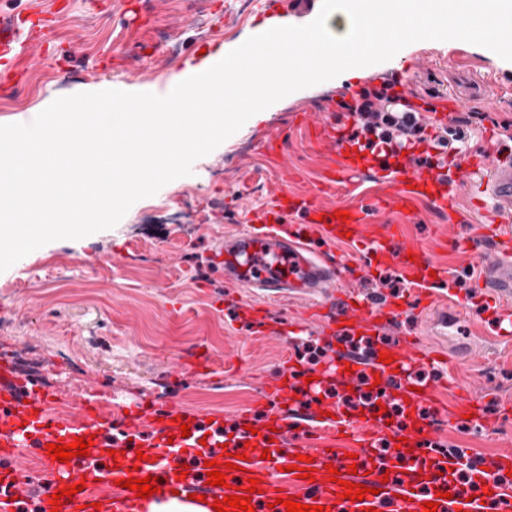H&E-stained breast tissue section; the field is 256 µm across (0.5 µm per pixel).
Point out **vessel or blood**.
<instances>
[{
  "instance_id": "obj_1",
  "label": "vessel or blood",
  "mask_w": 512,
  "mask_h": 512,
  "mask_svg": "<svg viewBox=\"0 0 512 512\" xmlns=\"http://www.w3.org/2000/svg\"><path fill=\"white\" fill-rule=\"evenodd\" d=\"M30 27H23L19 17L0 20V61H15L19 47L37 41ZM472 168L484 170L478 190L491 198L495 209L491 221L497 225L512 223V163L486 157H470ZM460 182L456 170H449L448 184L441 192L426 194V177L398 169H383L350 161L331 169L325 180L329 189L340 188L350 201L341 211L347 220L336 217V207L322 205L315 197L282 192L271 207L249 212L248 230L226 237L220 254L224 281L245 287L264 298L294 296L313 299L314 313H321V298L338 289L344 260L328 262L302 237H284L281 226L290 214H304L311 230L329 240L349 234L351 241L362 244L367 253L382 263H396L408 278L414 302L375 303L358 291H350L340 318L341 334L366 337L373 341L375 353L391 354L390 363L378 361L363 365L347 351L337 353L327 366L317 367L315 378L306 384L303 395H296L291 374L293 365L283 366L262 399L269 406V430L263 431L269 459H257L253 448H246L238 468L228 463L234 446L218 449L217 438L224 428L222 418L185 411L178 402H170L160 411L146 402L121 405L107 398L87 400L79 414L71 418L55 416L54 392L29 384L12 375L10 364L0 365L8 374L9 385L0 391V512H16L19 504L37 496L38 512H144L148 502L161 503L172 496L220 494L229 487L238 495L248 496L254 512H286L285 502L321 506L323 512H424L426 502L437 503V512H512V488L496 482V472L512 469V451L492 459L484 473L471 474L468 483L448 478L450 469H461L463 456L448 457L436 447L441 428L463 416L472 423L485 422L484 404L463 398L452 406L431 402L436 386L424 370L432 361L414 337L398 341L383 340L379 318L397 319L408 305H416L422 320L445 317L448 302L433 286L434 269L424 243L404 241L398 253L388 249L390 240L400 237L397 224H375L374 207L409 212L420 198H428L439 214H447L457 198ZM473 245L486 247L490 256L485 263L483 286L497 300L493 318L500 335H512V234H486L483 225L474 228ZM387 380L397 376L402 383L401 420H389L364 406L344 412L334 399L322 397L325 376L342 379L357 386L362 375ZM151 418L155 437L145 442L139 437L140 424ZM189 424V436H182L181 424ZM92 438L85 457L62 463L47 453V444L67 445L75 438ZM36 449L41 461L37 473L29 474L6 464L18 449ZM314 460V479H306L297 465L300 457ZM225 464L226 483L208 485V461ZM187 475H180V468ZM338 470V482H331L330 470ZM138 476H153L158 490L150 499L122 488V481ZM258 480V490L247 493L248 480ZM366 485L371 493L354 502L343 498L342 482ZM81 484L82 489L64 500L60 509L50 502L55 491Z\"/></svg>"
}]
</instances>
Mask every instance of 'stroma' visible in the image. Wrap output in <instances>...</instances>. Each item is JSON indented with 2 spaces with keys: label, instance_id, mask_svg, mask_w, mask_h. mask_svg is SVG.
<instances>
[{
  "label": "stroma",
  "instance_id": "stroma-1",
  "mask_svg": "<svg viewBox=\"0 0 512 512\" xmlns=\"http://www.w3.org/2000/svg\"><path fill=\"white\" fill-rule=\"evenodd\" d=\"M0 0V16L53 18L40 53L0 66V125L34 121L50 99L91 88L152 85L165 91L186 61L200 59L245 38L267 21L264 0ZM401 80L407 88L434 90L458 109H486L469 125L468 154L486 152V128L512 125V62L469 42L424 40L391 60L298 90L253 115L214 151L197 159L192 175L134 203L112 229L79 240H57L0 272V361L20 374L38 371L60 408L77 411L105 392L117 403L148 400L156 407L178 401L236 425L247 417L262 429L253 402L273 384L302 340L332 338L323 322L303 316L293 299L268 303L257 330L244 289L225 284L217 263L224 237L244 230L247 211L267 206L280 187L317 192L329 168L343 156L335 141L315 143L295 113H317L335 124V99L352 95L374 78ZM278 140L283 159L258 151ZM490 202L461 183L454 211L436 214L428 200L406 216L377 211L376 224L401 225L405 237L425 240L430 258L454 276L482 277L487 254L463 257L448 236L472 233L486 223ZM346 255L352 288L383 302L388 284L367 277L368 262L351 241L333 245ZM205 345L213 371L173 374L182 355ZM452 363L431 366L441 378L437 399L452 402L448 382L485 402L483 429L444 428L438 444L492 459L512 449V419L501 418L512 401V346L494 336L491 318L477 307L448 317Z\"/></svg>",
  "mask_w": 512,
  "mask_h": 512
}]
</instances>
